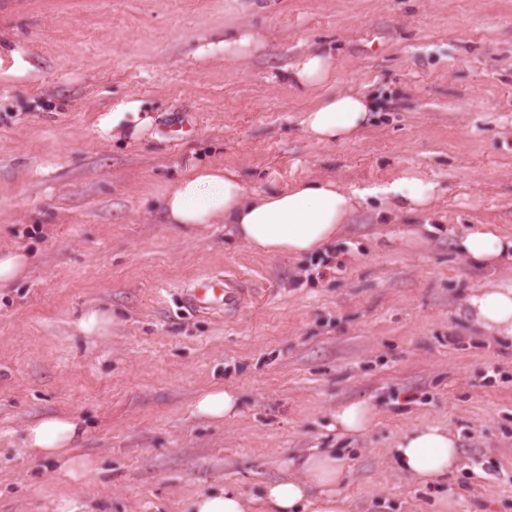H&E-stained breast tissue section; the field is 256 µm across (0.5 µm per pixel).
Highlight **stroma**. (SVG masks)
<instances>
[{
    "label": "stroma",
    "mask_w": 512,
    "mask_h": 512,
    "mask_svg": "<svg viewBox=\"0 0 512 512\" xmlns=\"http://www.w3.org/2000/svg\"><path fill=\"white\" fill-rule=\"evenodd\" d=\"M242 30L263 41L223 48ZM33 72L0 83V248L30 256L0 288V512H182L191 493H257L286 459L339 449L352 512H512V339L462 314L463 291L511 284L458 249L466 232L512 235V0H0V45ZM336 88L375 97L355 139L302 125L320 92L285 70L317 47ZM126 96L153 105L149 136L97 133ZM192 131L168 138L183 113ZM234 169L251 190L313 176L361 188L413 168L441 188L431 210L389 219L361 204L323 252L270 257L223 225L191 235L161 199L190 159ZM232 272L260 293L232 315L179 300ZM112 330L88 336V307ZM237 392L240 413L194 416L200 390ZM376 410L367 433L329 427L341 404ZM67 410L89 431L95 471L57 482L20 446L24 423ZM449 427L447 483L411 481L397 435ZM112 323V316L98 308L87 310L80 318L78 326L86 334L102 333Z\"/></svg>",
    "instance_id": "obj_1"
}]
</instances>
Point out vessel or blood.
I'll return each mask as SVG.
<instances>
[{
    "label": "vessel or blood",
    "instance_id": "b4317fda",
    "mask_svg": "<svg viewBox=\"0 0 512 512\" xmlns=\"http://www.w3.org/2000/svg\"><path fill=\"white\" fill-rule=\"evenodd\" d=\"M255 297V289L245 287L237 275L227 273L190 284L184 293V302L196 313L221 311L231 314Z\"/></svg>",
    "mask_w": 512,
    "mask_h": 512
}]
</instances>
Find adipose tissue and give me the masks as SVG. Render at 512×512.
<instances>
[{"mask_svg": "<svg viewBox=\"0 0 512 512\" xmlns=\"http://www.w3.org/2000/svg\"><path fill=\"white\" fill-rule=\"evenodd\" d=\"M290 82L321 94L303 117L306 133L321 143L355 138L374 110L367 97L333 91L336 63L330 53L312 50L293 65ZM156 117L142 100L127 98L97 120V132L107 140L138 139L151 133ZM377 199L392 215H415L431 208L437 186L413 169L392 179L348 189L333 179L310 177L283 188L248 190L238 173L204 163H192L164 194L163 215L168 223L189 230L200 224H228L236 243L271 256L298 257L335 242L343 224L366 198ZM469 259L492 262L512 253V238L484 230L467 232L460 246ZM465 315L483 330L512 336V285L488 283L470 288L463 298ZM193 412L210 420L239 413L235 391L210 387L200 391ZM87 436L83 419L69 412L37 417L23 429L25 450L54 461L66 481L84 478L92 465L81 445ZM396 466L419 483H440L458 461L457 440L448 428L427 423L400 434L391 448ZM294 476L265 483L259 496L245 498L221 488L186 498L183 512H351L342 490L343 461L334 453L314 451L292 458Z\"/></svg>", "mask_w": 512, "mask_h": 512, "instance_id": "obj_1", "label": "adipose tissue"}]
</instances>
